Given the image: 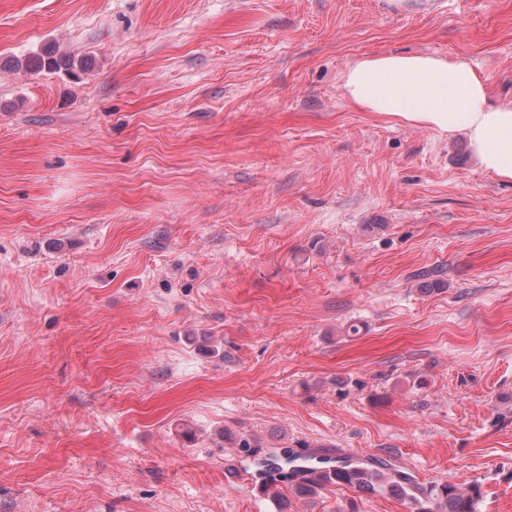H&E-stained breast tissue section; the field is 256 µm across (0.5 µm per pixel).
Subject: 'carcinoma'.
<instances>
[{
    "instance_id": "cac0c4a2",
    "label": "carcinoma",
    "mask_w": 512,
    "mask_h": 512,
    "mask_svg": "<svg viewBox=\"0 0 512 512\" xmlns=\"http://www.w3.org/2000/svg\"><path fill=\"white\" fill-rule=\"evenodd\" d=\"M34 69L47 74L60 72L58 59L47 52L37 58ZM252 457V468L271 492L278 512H288V495L314 499L332 487L350 488L363 495H386L407 505L411 512H478L481 485L467 487L449 481L421 482L410 472L380 459L318 455L299 448L262 447L242 441ZM288 487L283 493L279 485Z\"/></svg>"
}]
</instances>
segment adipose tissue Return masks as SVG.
<instances>
[{
	"mask_svg": "<svg viewBox=\"0 0 512 512\" xmlns=\"http://www.w3.org/2000/svg\"><path fill=\"white\" fill-rule=\"evenodd\" d=\"M342 92L355 107L453 136L465 134L481 167L512 182V101L489 104L485 77L461 59L389 54L359 60Z\"/></svg>",
	"mask_w": 512,
	"mask_h": 512,
	"instance_id": "1",
	"label": "adipose tissue"
}]
</instances>
